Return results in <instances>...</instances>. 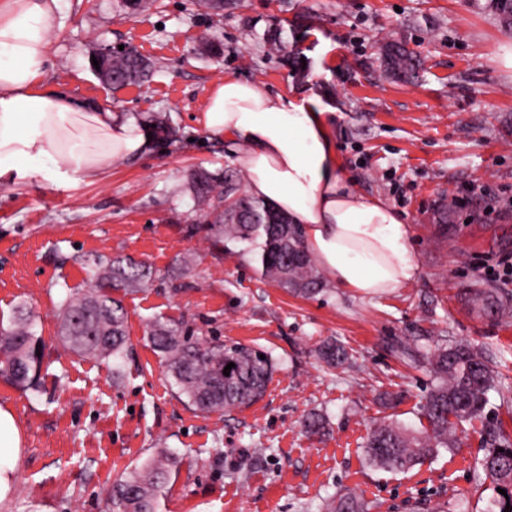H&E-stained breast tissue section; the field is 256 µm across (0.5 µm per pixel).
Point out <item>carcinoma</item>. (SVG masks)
I'll list each match as a JSON object with an SVG mask.
<instances>
[{"label":"carcinoma","mask_w":512,"mask_h":512,"mask_svg":"<svg viewBox=\"0 0 512 512\" xmlns=\"http://www.w3.org/2000/svg\"><path fill=\"white\" fill-rule=\"evenodd\" d=\"M387 70L407 77L417 68V59L405 46L393 40L387 44ZM115 76L113 84L123 86L147 75V63L133 48L106 57ZM217 179L201 172L193 181L198 203L212 208V199L231 200L214 222L205 224L206 237L216 242L243 244L257 256L261 276L302 296L323 291L325 282L306 252L300 225L287 213L256 200L241 191L238 183L224 180L216 190ZM92 270L85 290L66 296L59 305L61 341L74 353L98 360H120L128 348L127 314L122 299L113 292H136L152 277L149 267L130 259L99 257L84 259ZM472 303L484 314L497 318L509 312V302L482 290H475ZM148 340L158 353L177 388L178 397L195 409L209 413L241 408L262 397L272 378L270 356L253 347L227 345L218 339H201L182 324L157 320ZM45 344L33 331L31 311L17 307L11 323L0 327V376L25 390L39 388ZM322 359L333 367H345L350 356L344 344L329 340L320 349ZM436 384L428 393L423 415L428 428L415 431L398 424L374 427L365 443L368 463L402 472L423 463L444 448L461 451L457 426L483 421L488 392L494 388L496 372L485 354L467 343L436 348L428 357ZM235 368L224 375L230 364ZM485 443L476 469L506 490L493 501L490 512H512V439L496 425H482ZM174 461L163 448L142 466L136 467L112 486L106 512H159L160 497L170 477ZM327 512H366L364 501L354 492L334 497Z\"/></svg>","instance_id":"cac0c4a2"}]
</instances>
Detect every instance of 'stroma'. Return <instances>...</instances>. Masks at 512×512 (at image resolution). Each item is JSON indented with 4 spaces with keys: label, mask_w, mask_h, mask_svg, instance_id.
Listing matches in <instances>:
<instances>
[{
    "label": "stroma",
    "mask_w": 512,
    "mask_h": 512,
    "mask_svg": "<svg viewBox=\"0 0 512 512\" xmlns=\"http://www.w3.org/2000/svg\"><path fill=\"white\" fill-rule=\"evenodd\" d=\"M277 24L284 48L272 54L265 34ZM205 39L222 53L201 52ZM393 39L420 59L412 81L381 64ZM119 46L150 62L148 80L115 89L99 79L93 57ZM510 49L512 25L489 0H241L219 15L199 0H155L131 16L120 0H59L47 88L140 122L163 115L178 139L113 161L93 183L29 177L0 187V322L27 304L46 344L39 391L0 377V406L24 437L0 512H104L113 484L161 447L176 467L160 512H326L348 490L369 512H487L494 490L476 483L481 435L472 428L460 453L440 451L404 473L370 466L362 446L379 422L427 425L434 376L427 359L400 354L402 344L485 351L502 374L486 413L512 435V315L495 320L468 302L473 289L512 294V210H500L512 199ZM228 75L330 112L352 188L412 224L417 278L383 296L331 284L300 297L263 278L254 255L191 233L208 221L193 174L236 171L233 144L198 123ZM88 254L126 256L155 273L123 298L130 353L117 367L59 339V304L87 288ZM159 319L267 352L275 369L264 397L224 412L190 409L147 340ZM330 339L347 347L352 367L319 358ZM311 414L325 419L323 436L304 433Z\"/></svg>",
    "instance_id": "stroma-1"
}]
</instances>
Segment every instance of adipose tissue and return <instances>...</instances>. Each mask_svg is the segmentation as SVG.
<instances>
[{"instance_id": "1", "label": "adipose tissue", "mask_w": 512, "mask_h": 512, "mask_svg": "<svg viewBox=\"0 0 512 512\" xmlns=\"http://www.w3.org/2000/svg\"><path fill=\"white\" fill-rule=\"evenodd\" d=\"M58 0H0V179L77 174L92 181L113 160L147 153L135 118L46 90L49 35ZM201 126L235 145L233 163L255 199L300 224L313 261L338 287L382 296L420 271L412 228L392 207L347 182L326 112L255 82L225 77ZM22 435L0 407V503L14 489Z\"/></svg>"}]
</instances>
